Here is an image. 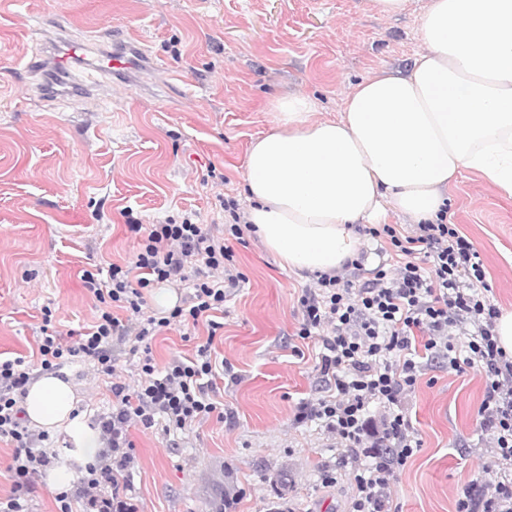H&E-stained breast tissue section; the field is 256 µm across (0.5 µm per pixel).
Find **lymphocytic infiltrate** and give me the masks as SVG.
Instances as JSON below:
<instances>
[{"instance_id":"f902f5d3","label":"lymphocytic infiltrate","mask_w":512,"mask_h":512,"mask_svg":"<svg viewBox=\"0 0 512 512\" xmlns=\"http://www.w3.org/2000/svg\"><path fill=\"white\" fill-rule=\"evenodd\" d=\"M228 214L223 236L184 219L179 224L129 222L139 237L132 264H110L106 279L86 270L84 287L99 304V313L73 344L47 333L38 345L42 370L57 371L77 359L97 363L110 378L112 410L93 420L108 449L87 464L76 489L56 493L57 512H140L126 475L134 460L130 430H183L193 423L223 418V404L214 401V342L222 324L226 291L242 280L232 269L234 252L227 238L242 240V216L235 199H221ZM366 235L383 242L395 268L378 263L361 286L341 271L316 273V285L299 298L297 339L318 347L317 369L326 394L302 401L296 422L316 421L334 436L342 454L338 465L350 469L355 494L349 512H394L390 484L397 470L420 450L421 441L401 407L425 367L436 361L462 373L479 368L485 376L483 399L476 411L482 430L491 432L497 465L512 467V356L495 336L500 309L486 291V270L478 250L456 225L439 212L436 222L404 230L377 224ZM190 282L183 303L162 317L144 316L146 295L170 282ZM204 326L205 343L189 357L172 359L157 369L151 342L172 323ZM471 325L464 351L448 341L449 328ZM134 337L142 357L141 381L129 389L115 381L114 349ZM33 365L25 357H0V440L14 445L8 467L12 485L0 512H30L34 477L51 459L34 449L21 405ZM385 413L374 418L373 406ZM456 512H512V478L465 492Z\"/></svg>"}]
</instances>
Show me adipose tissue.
Listing matches in <instances>:
<instances>
[{"label":"adipose tissue","instance_id":"adipose-tissue-1","mask_svg":"<svg viewBox=\"0 0 512 512\" xmlns=\"http://www.w3.org/2000/svg\"><path fill=\"white\" fill-rule=\"evenodd\" d=\"M419 31L424 50L411 69L352 85L338 119L312 120L301 94L275 100L276 129L246 157L247 220L288 269L327 272L354 259L360 221L392 211L436 221L465 170L512 197V0H431ZM22 405L76 456L99 452L70 382L42 374Z\"/></svg>","mask_w":512,"mask_h":512}]
</instances>
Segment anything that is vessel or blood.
<instances>
[{
  "label": "vessel or blood",
  "instance_id": "b4317fda",
  "mask_svg": "<svg viewBox=\"0 0 512 512\" xmlns=\"http://www.w3.org/2000/svg\"><path fill=\"white\" fill-rule=\"evenodd\" d=\"M110 47L98 48L87 42H68L66 49L55 55L53 64L60 78H69L75 61L112 78H121L128 71L156 70L152 57L141 47L140 39L131 29L112 28L108 32Z\"/></svg>",
  "mask_w": 512,
  "mask_h": 512
}]
</instances>
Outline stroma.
<instances>
[{"label":"stroma","mask_w":512,"mask_h":512,"mask_svg":"<svg viewBox=\"0 0 512 512\" xmlns=\"http://www.w3.org/2000/svg\"><path fill=\"white\" fill-rule=\"evenodd\" d=\"M430 0L383 16L370 0H0V354L32 356L42 327L74 341L97 302L83 270L131 263L127 220L224 228L220 198L250 205L244 173L252 142L276 126L277 92H299L314 119H336L347 88L406 71L423 51ZM139 32L163 73L108 83L95 102L31 94L32 60L52 39L104 43L108 27ZM448 223L479 251L500 310L512 311V198L465 170L448 193ZM244 275L224 304L215 340L218 401L233 418L185 433L133 427L130 467L141 512H347L354 495L341 451L299 402L322 395L314 352L293 355L298 298L309 272L282 268L257 235L233 243ZM51 317H44V310ZM175 325L152 342L157 365L191 355L206 330ZM79 412L110 411L106 376L91 361L60 370ZM479 369L428 367L403 407L421 450L390 485L400 512H455L472 484L497 481L494 440L475 415ZM336 483H322L325 471Z\"/></svg>","instance_id":"stroma-1"}]
</instances>
